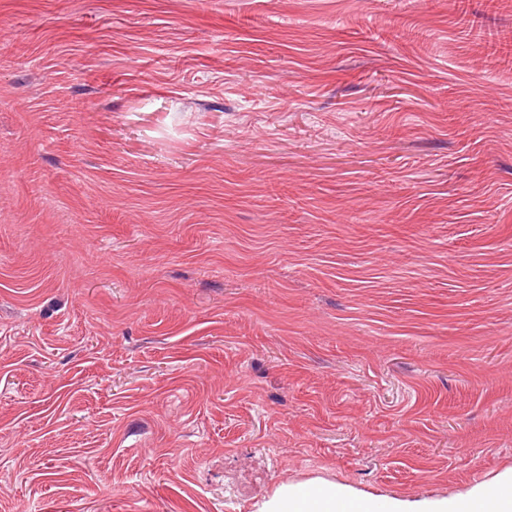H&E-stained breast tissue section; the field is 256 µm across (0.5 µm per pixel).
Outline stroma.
Wrapping results in <instances>:
<instances>
[{
	"label": "stroma",
	"instance_id": "stroma-1",
	"mask_svg": "<svg viewBox=\"0 0 512 512\" xmlns=\"http://www.w3.org/2000/svg\"><path fill=\"white\" fill-rule=\"evenodd\" d=\"M512 0H0V512L445 496L512 467Z\"/></svg>",
	"mask_w": 512,
	"mask_h": 512
}]
</instances>
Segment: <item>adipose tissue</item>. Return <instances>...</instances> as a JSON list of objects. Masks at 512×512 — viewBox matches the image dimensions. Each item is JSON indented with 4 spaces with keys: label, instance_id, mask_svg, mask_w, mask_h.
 I'll list each match as a JSON object with an SVG mask.
<instances>
[{
    "label": "adipose tissue",
    "instance_id": "obj_1",
    "mask_svg": "<svg viewBox=\"0 0 512 512\" xmlns=\"http://www.w3.org/2000/svg\"><path fill=\"white\" fill-rule=\"evenodd\" d=\"M257 512H512V469L447 497L373 496L322 479L283 483Z\"/></svg>",
    "mask_w": 512,
    "mask_h": 512
}]
</instances>
